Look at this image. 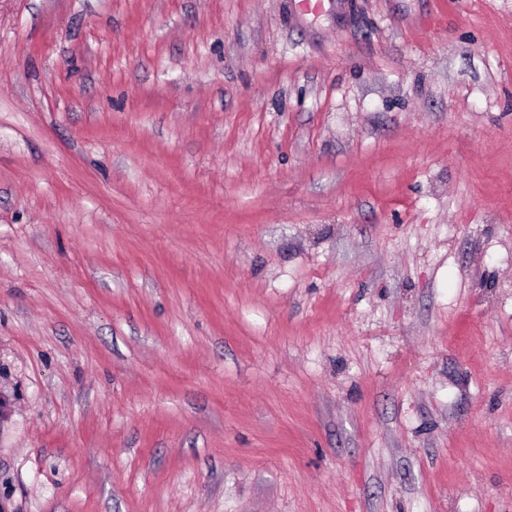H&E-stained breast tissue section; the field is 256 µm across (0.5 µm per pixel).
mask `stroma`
Masks as SVG:
<instances>
[{"label": "stroma", "instance_id": "35a3bbf8", "mask_svg": "<svg viewBox=\"0 0 512 512\" xmlns=\"http://www.w3.org/2000/svg\"><path fill=\"white\" fill-rule=\"evenodd\" d=\"M8 512H512V0H0Z\"/></svg>", "mask_w": 512, "mask_h": 512}]
</instances>
